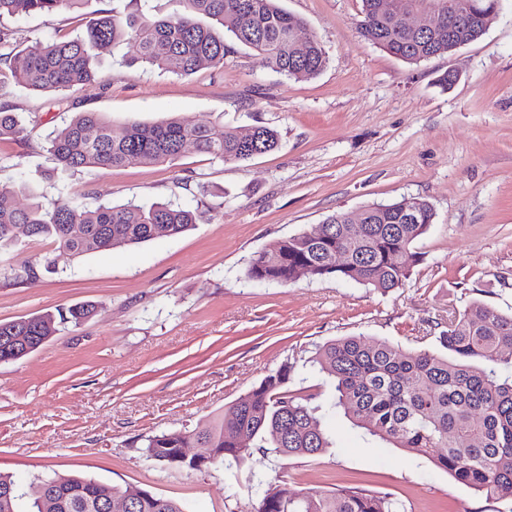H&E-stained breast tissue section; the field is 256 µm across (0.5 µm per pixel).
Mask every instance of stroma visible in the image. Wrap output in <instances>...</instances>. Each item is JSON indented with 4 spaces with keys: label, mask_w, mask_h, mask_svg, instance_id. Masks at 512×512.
Returning <instances> with one entry per match:
<instances>
[{
    "label": "stroma",
    "mask_w": 512,
    "mask_h": 512,
    "mask_svg": "<svg viewBox=\"0 0 512 512\" xmlns=\"http://www.w3.org/2000/svg\"><path fill=\"white\" fill-rule=\"evenodd\" d=\"M322 43L326 65L290 80L235 44L223 66L176 76L131 65L113 46L101 79L60 92L0 80V111L25 116L28 134L0 142V184L26 206L31 174L51 170L50 133L78 112L114 124L200 117L215 127L262 124L274 152L223 162L186 147L174 163L81 169L69 184L86 207L103 202L195 209L177 237L75 259L53 240L0 252V322L80 303L97 313L60 328L36 351L0 363V471L21 490L52 474L133 484L186 512H253L258 482L294 492L358 486L391 497L396 512H512L474 494L429 459L384 447L345 418L326 421L337 447L310 457L261 448L231 468L192 471L148 459L149 437L203 427L283 363L290 389L323 397V374L303 368L314 345L345 336L405 349L437 348L448 315L478 300L512 314V0L486 34L454 53L406 64L358 34L361 0H281ZM79 10L0 21L18 41L72 37ZM456 74L449 87L444 73ZM423 198L435 212L405 285L300 277L258 285L255 252L310 231L333 213ZM53 260L55 273L40 269ZM34 265L36 277L14 280ZM234 497H227V487Z\"/></svg>",
    "instance_id": "1"
}]
</instances>
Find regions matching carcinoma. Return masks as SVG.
Masks as SVG:
<instances>
[{
    "mask_svg": "<svg viewBox=\"0 0 512 512\" xmlns=\"http://www.w3.org/2000/svg\"><path fill=\"white\" fill-rule=\"evenodd\" d=\"M87 0H0L4 17L50 14L75 9ZM185 12L167 18L141 14L122 17L99 9L76 38L34 41L24 46L13 32L0 30V74L36 91L52 92L84 85L100 77L98 64L119 41L137 44L133 62L187 76L203 67L224 64L228 42L254 50L262 61L289 79L319 74L326 52L314 36L304 46L296 33L304 20L281 0H182ZM471 9L452 26L413 31L402 15L380 10L381 0H362L360 36L407 64L448 53L450 38L474 42L485 34L486 18L499 0H468ZM23 119L0 112V141L24 137ZM278 133L271 127L215 129L206 119L170 117L155 123L114 125L97 112H78L51 133L47 151L59 180L86 167H118L131 162L176 161L184 145L224 162L247 161L273 151ZM9 187L0 185V251L15 240L49 238L79 258L93 250H111L176 237L192 229L194 211L170 203L148 207L101 204L93 209L62 195L48 198L30 188L24 208L4 204ZM414 221L405 224L395 202L364 208V223L348 224L345 213L328 216L322 236L303 232L277 240L256 252L247 277L254 283L287 284L301 271L313 279L352 281V268L363 271L358 283L381 290L400 287L422 261L415 243L433 223L432 205L415 199ZM344 261L336 264V254ZM96 314L90 303L58 312L62 323L78 326ZM53 331L39 317L0 323V359L24 347L34 351ZM437 341L445 350H404L385 340L349 336L315 348L312 365L327 374L329 399L288 388L294 370L282 364L259 385L239 397L224 416L195 431L163 432L147 444L148 457L194 469L182 448H209L212 462L238 465L254 449L272 448L285 457L313 456L336 445L322 428V413L341 412L353 426L396 448L428 458L455 481L489 499L512 498V315L474 300L448 318ZM43 494L22 504L12 476L0 472V512H109L110 501L127 500L128 512H184L174 500L137 486L124 487L78 476L39 480ZM279 486L258 487L254 512H394L387 496L356 487L321 491L310 500L300 494L283 500Z\"/></svg>",
    "mask_w": 512,
    "mask_h": 512,
    "instance_id": "cac0c4a2",
    "label": "carcinoma"
}]
</instances>
